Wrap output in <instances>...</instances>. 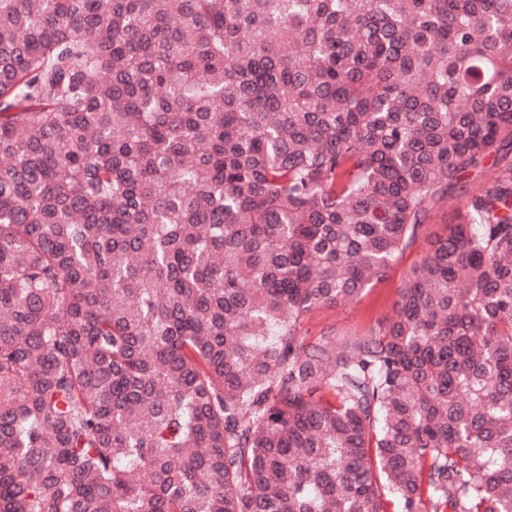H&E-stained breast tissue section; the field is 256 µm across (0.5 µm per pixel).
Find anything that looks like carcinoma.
<instances>
[{
  "mask_svg": "<svg viewBox=\"0 0 512 512\" xmlns=\"http://www.w3.org/2000/svg\"><path fill=\"white\" fill-rule=\"evenodd\" d=\"M0 512H512V0H0ZM424 248L425 244L420 242L408 250L383 279L367 288L355 302L313 311L301 325L300 333L314 338L327 331L335 330L336 334L363 331L390 317L404 274Z\"/></svg>",
  "mask_w": 512,
  "mask_h": 512,
  "instance_id": "carcinoma-1",
  "label": "carcinoma"
}]
</instances>
